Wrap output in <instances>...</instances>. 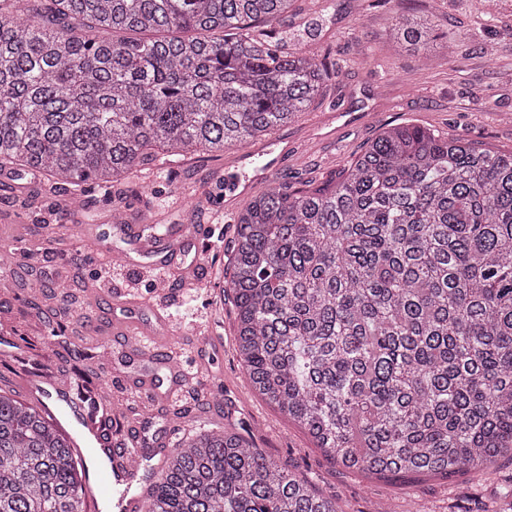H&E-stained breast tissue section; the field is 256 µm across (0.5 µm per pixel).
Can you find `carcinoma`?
<instances>
[{"label": "carcinoma", "instance_id": "cac0c4a2", "mask_svg": "<svg viewBox=\"0 0 512 512\" xmlns=\"http://www.w3.org/2000/svg\"><path fill=\"white\" fill-rule=\"evenodd\" d=\"M288 2L0 0V169L82 194L290 122L330 71L281 49ZM388 37L424 66L447 48L428 18ZM224 293L253 389L334 463L480 477L512 457V153L396 125L331 188L275 179L237 212ZM178 431L147 512H338L236 431ZM86 469L0 394V512H83Z\"/></svg>", "mask_w": 512, "mask_h": 512}]
</instances>
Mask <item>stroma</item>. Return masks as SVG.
<instances>
[{
    "mask_svg": "<svg viewBox=\"0 0 512 512\" xmlns=\"http://www.w3.org/2000/svg\"><path fill=\"white\" fill-rule=\"evenodd\" d=\"M396 11L433 13L437 34L450 46L448 55L424 67L412 52L389 42L385 29ZM274 28L289 46L327 56L335 75L307 112L266 138L220 156L143 166L112 188L87 191L78 214L57 209V195L41 175L0 171V239L10 237L13 226L27 225L30 252L18 259L7 291L0 292V318L7 321L0 328V346L12 353L0 358L1 390L29 404L34 400L30 388L42 372L70 376L80 371L94 377L95 344L112 339L106 325L113 294L149 297L143 257L109 221L112 203L127 209L130 223L142 225L145 238L161 247L181 237V225L190 221L186 204L196 187L206 189V211H219L230 183L250 178L254 193H262L269 180H255V170L273 160L272 178L324 189L345 176L367 145L393 125H419L481 148L512 152V0H294ZM56 224L86 225L98 250L52 242L50 228ZM211 233L222 237V250L209 249L199 239L185 253L186 261L206 262L210 277L162 299L172 320L185 329L177 340L185 369L197 372L198 387H224L220 410L197 416L198 428L246 424L258 448L302 472L318 494L335 499L340 512H373L379 504L390 512H501L498 491L512 481V459H497L489 475L478 480L468 473L420 482L370 480L333 465L297 425L255 395L234 351V307L222 292L235 226L215 222ZM111 250L130 253L131 261L96 282ZM60 269L70 273L62 287L55 277ZM34 275L46 283L37 298L25 287ZM65 290L86 295L92 316L60 327L56 338L47 324L31 334L28 321L35 311L48 314L60 307ZM213 322L222 323L224 342L206 349L202 336Z\"/></svg>",
    "mask_w": 512,
    "mask_h": 512,
    "instance_id": "35a3bbf8",
    "label": "stroma"
}]
</instances>
